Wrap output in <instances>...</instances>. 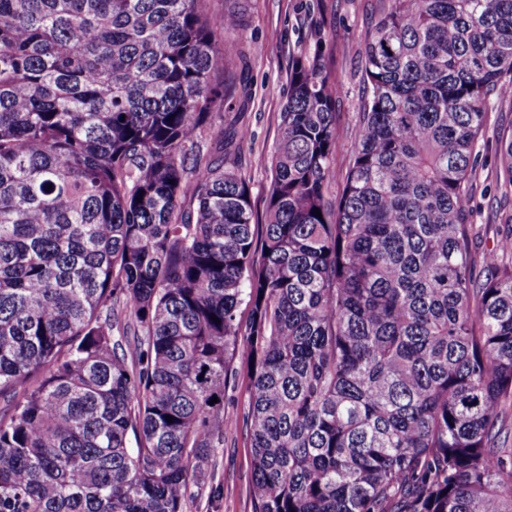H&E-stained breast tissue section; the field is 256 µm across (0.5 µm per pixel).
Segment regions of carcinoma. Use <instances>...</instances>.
<instances>
[{"label":"carcinoma","mask_w":512,"mask_h":512,"mask_svg":"<svg viewBox=\"0 0 512 512\" xmlns=\"http://www.w3.org/2000/svg\"><path fill=\"white\" fill-rule=\"evenodd\" d=\"M205 2L0 0V512H186L238 374L252 512H512V242L472 275L469 185L512 0H380L334 199L318 31L261 237L245 133L203 150L240 25Z\"/></svg>","instance_id":"carcinoma-1"}]
</instances>
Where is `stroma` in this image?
Masks as SVG:
<instances>
[{
    "label": "stroma",
    "instance_id": "1",
    "mask_svg": "<svg viewBox=\"0 0 512 512\" xmlns=\"http://www.w3.org/2000/svg\"><path fill=\"white\" fill-rule=\"evenodd\" d=\"M214 20L225 10L237 11L241 27L222 33L221 45L233 54L225 68V82L234 90V108L215 119V126L247 130L235 164L245 177L257 219H264L271 181L270 156L279 135V114L287 100L291 64L309 47L315 30H333L327 53L340 86L336 100L339 135L331 187L339 189L356 144L354 129L362 96L361 51L371 27L376 0H207ZM512 129V102L496 104L487 116L484 136L476 149L472 175L474 260L512 235L505 218L512 214V198L499 186L495 154L497 136ZM244 384L229 381L224 394V445L212 469L191 485L187 512H252L248 438L243 425L247 409Z\"/></svg>",
    "mask_w": 512,
    "mask_h": 512
}]
</instances>
